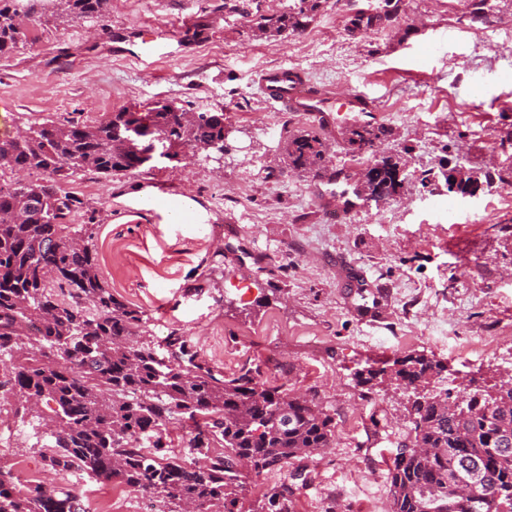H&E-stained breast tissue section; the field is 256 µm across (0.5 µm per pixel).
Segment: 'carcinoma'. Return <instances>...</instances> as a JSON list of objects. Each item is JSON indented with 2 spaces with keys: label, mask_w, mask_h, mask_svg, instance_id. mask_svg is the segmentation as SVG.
<instances>
[{
  "label": "carcinoma",
  "mask_w": 512,
  "mask_h": 512,
  "mask_svg": "<svg viewBox=\"0 0 512 512\" xmlns=\"http://www.w3.org/2000/svg\"><path fill=\"white\" fill-rule=\"evenodd\" d=\"M45 0H0V58L26 37L28 18ZM54 15H100L107 0H51ZM320 0H293L261 15L255 27L271 39L305 28ZM359 14L371 26L397 10ZM159 137L180 163L186 150L224 153V113L192 114L174 102L142 112L123 109L99 123L43 122L14 137H0V170L37 171L43 178L0 183V394L16 399L44 429L47 466L89 479H117L158 494L162 512H295L294 487L265 490L244 509L246 481L316 455L335 438L331 416L305 395L271 387L250 370L226 376L200 361L187 337L167 336L168 359L144 339L143 312L112 294L98 273L88 231L95 211L69 189L76 174L106 179L143 164L144 139ZM379 135L367 126L348 142L361 152ZM288 166L307 171L325 160L324 143L308 132L285 140ZM399 165L374 162L360 183L375 199L393 196ZM81 214L85 224L71 223ZM386 370L357 372L362 385L388 376L411 388L414 416L409 442L389 468L390 512H512V378L493 390L475 389L463 408L447 390L429 388L444 367L408 355ZM187 428V451H175L166 427ZM148 436L151 446L139 440ZM464 485L468 491L453 493ZM0 512H84L70 490H49L0 465Z\"/></svg>",
  "instance_id": "obj_1"
}]
</instances>
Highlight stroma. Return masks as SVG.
Masks as SVG:
<instances>
[{"mask_svg":"<svg viewBox=\"0 0 512 512\" xmlns=\"http://www.w3.org/2000/svg\"><path fill=\"white\" fill-rule=\"evenodd\" d=\"M401 0L391 19L357 28L371 0H322L308 28L257 37L258 15L289 0H108L103 16L43 14L0 58V126L44 120L98 122L123 108L172 101L189 112H223V160L204 153L177 164L153 155L133 176L90 172L71 184L96 212L101 278L140 308L146 337L167 357L170 332L230 375L273 374L275 386L316 398L354 438L336 435L310 461L298 512H366L388 498V470L372 456L389 432L407 442L409 396L354 374L406 355L446 367L448 379L484 387L512 363L470 361L482 340L512 346V0ZM168 36L170 56L144 55L142 41ZM284 65L336 98L369 95L379 128L373 153L400 162L402 186L331 222L314 200L316 171L289 169L285 138L318 126L267 102L262 71ZM456 167L474 194L448 192L427 173ZM167 195L192 224L152 210ZM384 289L377 306L365 283ZM15 403L0 407L14 432L0 461L25 460L42 483L80 498L119 491V512H151L153 494L116 480L49 469Z\"/></svg>","mask_w":512,"mask_h":512,"instance_id":"obj_1","label":"stroma"}]
</instances>
